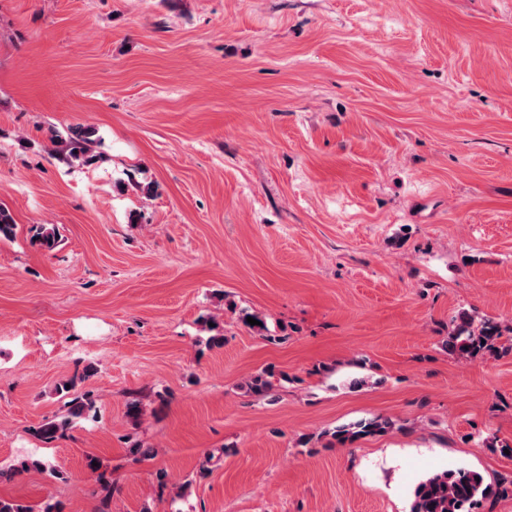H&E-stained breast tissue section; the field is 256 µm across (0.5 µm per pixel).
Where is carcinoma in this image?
<instances>
[{
  "mask_svg": "<svg viewBox=\"0 0 512 512\" xmlns=\"http://www.w3.org/2000/svg\"><path fill=\"white\" fill-rule=\"evenodd\" d=\"M53 142L59 144V160L72 164L76 161L90 163L95 160L92 147L96 143V130L91 126H75L66 137L54 135ZM18 224L9 210L0 207V240L16 235ZM31 239L46 252L59 244V230L54 224H34ZM503 336L501 324L492 318L478 321L463 314L452 320L444 347L448 353L462 359L474 358L486 352L499 351ZM274 373L264 369L254 375L248 383V391L255 396L267 395L273 387ZM93 401L87 395L75 396L64 403V412L46 419L33 427V435L44 443L63 439L73 428L76 420L89 417ZM394 423L382 417L358 420L343 426L332 434L336 444L351 445L366 436L385 433ZM512 492V479L490 483L482 474L473 470H447L435 473L418 482L413 491L409 512H473L480 503L493 496H505ZM0 512H62L60 503L43 502L38 506L0 499Z\"/></svg>",
  "mask_w": 512,
  "mask_h": 512,
  "instance_id": "obj_1",
  "label": "carcinoma"
}]
</instances>
